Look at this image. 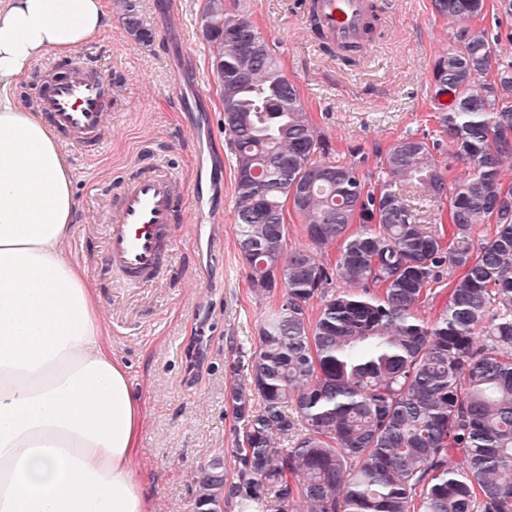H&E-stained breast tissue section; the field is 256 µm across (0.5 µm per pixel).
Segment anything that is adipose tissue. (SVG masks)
I'll return each instance as SVG.
<instances>
[{
  "label": "adipose tissue",
  "mask_w": 512,
  "mask_h": 512,
  "mask_svg": "<svg viewBox=\"0 0 512 512\" xmlns=\"http://www.w3.org/2000/svg\"><path fill=\"white\" fill-rule=\"evenodd\" d=\"M109 24L105 0L0 8V512H155L139 460L148 403L112 351L95 284L65 254L67 155L11 93L40 56Z\"/></svg>",
  "instance_id": "1"
}]
</instances>
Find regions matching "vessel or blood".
Segmentation results:
<instances>
[{
	"instance_id": "vessel-or-blood-1",
	"label": "vessel or blood",
	"mask_w": 512,
	"mask_h": 512,
	"mask_svg": "<svg viewBox=\"0 0 512 512\" xmlns=\"http://www.w3.org/2000/svg\"><path fill=\"white\" fill-rule=\"evenodd\" d=\"M304 16H315L327 42L341 49L363 42L368 0H302ZM100 70L75 63L66 77L48 72L32 104L64 146L78 148L83 158L97 157L112 127V110ZM203 180L184 187L172 168L139 167L122 177L112 199L106 261L127 282L147 286L174 262L175 231L185 214L186 193H201Z\"/></svg>"
}]
</instances>
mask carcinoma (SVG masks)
I'll list each match as a JSON object with an SVG mask.
<instances>
[{
	"label": "carcinoma",
	"instance_id": "obj_1",
	"mask_svg": "<svg viewBox=\"0 0 512 512\" xmlns=\"http://www.w3.org/2000/svg\"><path fill=\"white\" fill-rule=\"evenodd\" d=\"M432 5L463 25L432 68L435 96L451 97L436 116L450 147L400 138L378 154L385 180L374 185L360 151L332 159L256 27L204 0L198 28L234 149L239 255L253 294L281 304L256 324L248 354L256 398L227 392L234 482L214 457L195 479L198 512H224L231 497L274 512H512V181L502 177L512 60L478 25L486 0ZM123 8L127 32L150 41L136 5ZM291 195L308 244L289 250ZM444 201L448 224L417 222ZM479 224L493 233L476 242ZM447 269L458 275L426 321L420 309ZM335 279L343 288L331 293Z\"/></svg>",
	"mask_w": 512,
	"mask_h": 512
}]
</instances>
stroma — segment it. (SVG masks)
<instances>
[{
    "label": "stroma",
    "mask_w": 512,
    "mask_h": 512,
    "mask_svg": "<svg viewBox=\"0 0 512 512\" xmlns=\"http://www.w3.org/2000/svg\"><path fill=\"white\" fill-rule=\"evenodd\" d=\"M169 0H135L149 20L151 42L130 36L120 0H106L112 26L70 57L46 55L15 83L14 96L30 105L44 72L68 61L90 62L112 80V131L100 158L72 173L77 229L66 245L98 289L112 350L138 392L149 400L141 460L150 471L157 512H197L195 476L216 456L234 472L236 422L224 401L244 382L242 354L253 346L255 323L269 301L249 288L234 224L235 157L224 134V111L207 43L197 26L204 0H179L175 25L186 56H170L164 34ZM257 27L274 48L284 74L340 161L353 149L369 156L364 173L384 175L376 154L401 137H438L431 103L435 59L451 42L453 26L431 0H382L385 27L357 66L338 64L318 48L297 12V0H224ZM204 93L197 120L212 135L192 137L178 97ZM224 158V224L215 239L195 236L193 214L177 228L171 271L149 286L123 282L105 269L106 230L118 178L138 161L165 160L190 177L194 160Z\"/></svg>",
    "instance_id": "stroma-1"
}]
</instances>
